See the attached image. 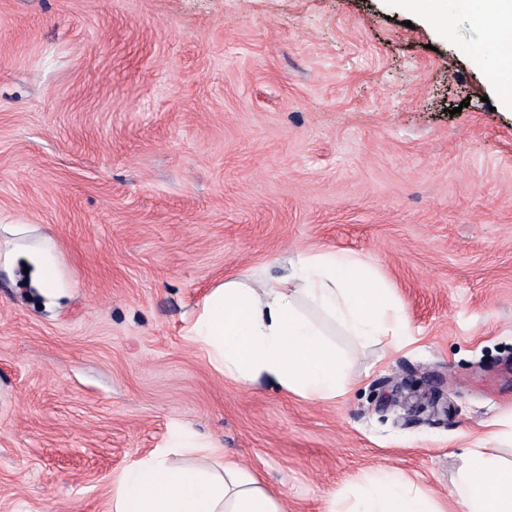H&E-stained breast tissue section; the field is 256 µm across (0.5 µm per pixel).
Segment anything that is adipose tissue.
Returning a JSON list of instances; mask_svg holds the SVG:
<instances>
[{
  "label": "adipose tissue",
  "instance_id": "adipose-tissue-1",
  "mask_svg": "<svg viewBox=\"0 0 512 512\" xmlns=\"http://www.w3.org/2000/svg\"><path fill=\"white\" fill-rule=\"evenodd\" d=\"M473 20L488 31L487 47L512 52V0H469ZM278 277L229 278L206 296L188 330L216 371L242 384L260 380L305 400L348 390L349 357L325 328L334 323L362 348L411 331L401 305L370 266L354 254L301 252ZM449 505L410 479L377 471L346 501L325 512H512V462L467 449ZM112 512H286L271 492L192 431L178 429L171 447L133 460L112 482Z\"/></svg>",
  "mask_w": 512,
  "mask_h": 512
}]
</instances>
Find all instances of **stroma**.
<instances>
[{
    "instance_id": "stroma-1",
    "label": "stroma",
    "mask_w": 512,
    "mask_h": 512,
    "mask_svg": "<svg viewBox=\"0 0 512 512\" xmlns=\"http://www.w3.org/2000/svg\"><path fill=\"white\" fill-rule=\"evenodd\" d=\"M444 9L0 0V512H111L182 425L288 512L380 468L445 500L512 407V110L467 0ZM303 251L362 257L414 334L335 335L357 381L328 401L187 336L216 285ZM489 79L496 88L501 105L512 110V72L510 70L497 71L490 74Z\"/></svg>"
}]
</instances>
